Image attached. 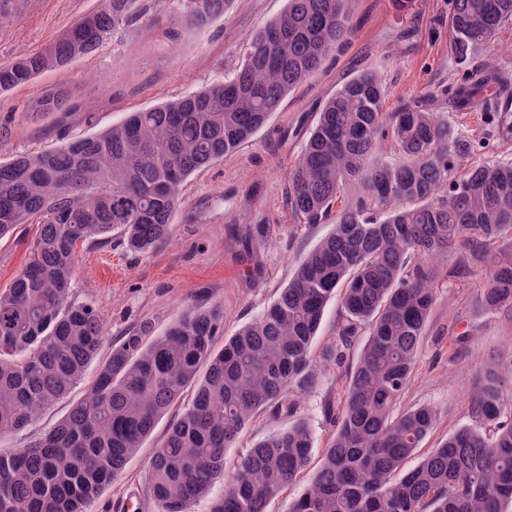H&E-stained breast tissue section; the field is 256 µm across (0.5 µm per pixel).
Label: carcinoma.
<instances>
[{"label": "carcinoma", "instance_id": "carcinoma-1", "mask_svg": "<svg viewBox=\"0 0 512 512\" xmlns=\"http://www.w3.org/2000/svg\"><path fill=\"white\" fill-rule=\"evenodd\" d=\"M139 0H101L46 48L0 64V92L66 67L136 17ZM191 25L231 0H178ZM357 0H288L222 83L132 112L60 148L0 161V239L38 226L26 265L0 289V435L27 426L65 398L96 364L66 416L41 438L0 454V512H85L117 480L157 422L190 399L153 448L147 489L159 512H194L216 479L209 512H268L312 460L314 435L296 422L254 443L232 467L227 449L260 414L291 416L319 383L312 348L329 301L340 297L334 355L345 370L336 430L308 488L289 512H506L512 505V393L493 362L483 369L465 425L422 454L437 423L404 395L436 302L435 281L485 271L479 302L512 309V160L461 163L469 140L430 108L435 91L384 108L381 76L363 71L329 98L288 175V203L305 224L332 221L286 287L218 346L219 307H195L163 334L149 324L106 354L103 319L74 303L75 247L124 235L136 250L167 236L183 183L247 142L284 98L351 38ZM512 21V0H454L455 57L463 63ZM487 82L458 87L463 106ZM58 87L32 112L69 110ZM496 123L512 136V94ZM358 185L344 202L347 184Z\"/></svg>", "mask_w": 512, "mask_h": 512}]
</instances>
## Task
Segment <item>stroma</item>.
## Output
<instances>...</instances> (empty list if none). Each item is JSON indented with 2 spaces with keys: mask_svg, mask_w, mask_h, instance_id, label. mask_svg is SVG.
<instances>
[{
  "mask_svg": "<svg viewBox=\"0 0 512 512\" xmlns=\"http://www.w3.org/2000/svg\"><path fill=\"white\" fill-rule=\"evenodd\" d=\"M142 13L94 52L67 67L0 93V161L14 154L51 150L71 136L95 134L148 109L223 82L241 62L242 49L287 0H233L226 16L188 26L176 0H140ZM98 0H5L0 6V64L38 51L94 10ZM453 0H412L399 11L394 0H358L357 30L329 54L316 74L285 98L280 110L238 150L192 175L181 189V203L169 237L156 248L129 251L120 234L76 251L71 299L91 302L104 319L108 344L151 323L162 333L190 307L219 305L223 334L233 336L271 303L292 277L300 258L332 229L331 222L301 224L288 207V172L324 102L358 70L383 75L386 109L432 88L437 109L459 125L471 143L470 160L512 158V139H501L489 108L456 110L449 100L470 73H512V22L495 45L456 64L448 32ZM67 85L75 108L46 116L33 103ZM34 225L24 224L0 240V288L8 286L26 262ZM479 270L444 278L427 325L401 408L429 405L438 423L423 444L437 447L458 427L471 423V404L480 366L512 363V311L478 307ZM339 303L331 301L313 353L327 362V375L302 400L297 416L324 448L332 425L324 404H339L342 380L329 364L336 340ZM68 409L60 400L26 428L0 437L8 455L41 437ZM165 415L121 479L87 506V512H157L145 487V465L158 438L172 422Z\"/></svg>",
  "mask_w": 512,
  "mask_h": 512,
  "instance_id": "stroma-1",
  "label": "stroma"
}]
</instances>
